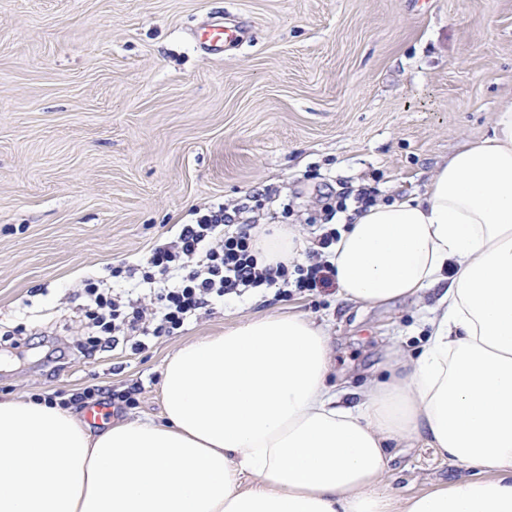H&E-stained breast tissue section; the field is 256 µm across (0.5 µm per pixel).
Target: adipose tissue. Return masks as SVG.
Returning <instances> with one entry per match:
<instances>
[{"label":"adipose tissue","instance_id":"1","mask_svg":"<svg viewBox=\"0 0 512 512\" xmlns=\"http://www.w3.org/2000/svg\"><path fill=\"white\" fill-rule=\"evenodd\" d=\"M306 248L292 225L256 230L260 264ZM327 253L344 300L435 292L417 358L340 388L328 326L273 313L177 347L162 424L0 398V512H512V95L423 193L354 209ZM403 442L470 477L395 496Z\"/></svg>","mask_w":512,"mask_h":512}]
</instances>
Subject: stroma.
Wrapping results in <instances>:
<instances>
[{
	"mask_svg": "<svg viewBox=\"0 0 512 512\" xmlns=\"http://www.w3.org/2000/svg\"><path fill=\"white\" fill-rule=\"evenodd\" d=\"M213 19L243 29L217 55ZM511 94L512 0H0V395L131 390L112 418L158 422L175 348L288 312L328 325L332 380L382 377L389 348L421 351L431 297L231 294L88 358L85 288L137 299L155 327L147 260L182 225L222 207L318 240L358 189L422 190ZM389 455L402 496L468 474L417 444Z\"/></svg>",
	"mask_w": 512,
	"mask_h": 512,
	"instance_id": "stroma-1",
	"label": "stroma"
}]
</instances>
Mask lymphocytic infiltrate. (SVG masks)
Masks as SVG:
<instances>
[{
    "label": "lymphocytic infiltrate",
    "mask_w": 512,
    "mask_h": 512,
    "mask_svg": "<svg viewBox=\"0 0 512 512\" xmlns=\"http://www.w3.org/2000/svg\"><path fill=\"white\" fill-rule=\"evenodd\" d=\"M224 214L203 216L197 223L183 225L173 245L155 248L148 260L151 267L167 273H183L177 287L161 288L156 300L162 310L153 335L173 334L183 327L188 315L206 307L213 297L239 294L261 287H294L301 291L328 288L333 284L335 271L321 261L307 267L288 270L285 265L258 266L253 253V236L249 224L225 228ZM196 260V267H189V260ZM88 294L95 304L89 314L101 332L116 331L118 322L137 328L142 315L139 309L124 311L120 300L88 287Z\"/></svg>",
    "instance_id": "f902f5d3"
}]
</instances>
